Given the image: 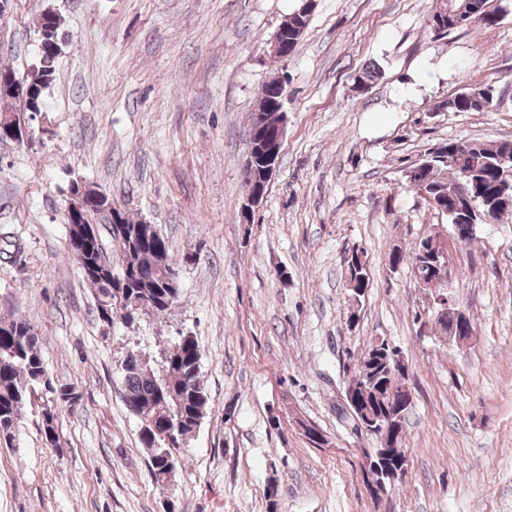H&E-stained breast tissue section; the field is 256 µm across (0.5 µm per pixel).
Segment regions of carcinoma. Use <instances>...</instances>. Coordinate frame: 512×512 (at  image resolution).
<instances>
[{"label":"carcinoma","mask_w":512,"mask_h":512,"mask_svg":"<svg viewBox=\"0 0 512 512\" xmlns=\"http://www.w3.org/2000/svg\"><path fill=\"white\" fill-rule=\"evenodd\" d=\"M467 12L446 17L444 26L435 30L439 36L446 35L475 22L492 24L496 14L488 10V0H468ZM61 18L53 14L45 22L49 41L62 43ZM58 55L38 52L34 70L23 83L30 85L32 97L17 100L9 90H0V108L14 111L19 103L25 112H33L45 99L46 90L52 84ZM261 92L266 94L269 114L281 107L282 88L275 82L265 83ZM442 107L454 112H484L489 104H480L473 97L461 93L445 102ZM512 154V140L504 139L491 144L473 140L438 144L429 149L425 158L413 164L414 171L406 181L417 191L431 195L436 204L453 214L452 224H468L474 220L479 224H490L497 219V204L502 195L512 196V184L501 178L497 167L498 157ZM119 217L125 226L126 235L115 242L110 226L114 217ZM84 223L98 226V236L90 250L75 252L67 249L68 258L79 268L100 263L106 253L115 252L118 264L110 272L99 277L86 276L85 282L93 289L94 300L113 295L126 289L138 297L144 306L156 316L165 314L177 301L179 289L169 287V281L179 277L177 260L170 253L167 238L161 233L151 240L142 241L146 228L140 220L132 219L119 208L106 207V203H95L86 212ZM391 268L407 265L415 282L421 281L439 288L433 301L448 295V278L433 271L430 252L424 250V242L415 245L413 251L404 254L393 249L388 254ZM367 252L353 251L346 262V281H357L369 285ZM129 360L122 370L123 401L129 412L135 413L140 426L153 434L148 440L139 433L144 448L152 441L159 444L158 454L148 456V471L156 483L171 480L165 460L172 448L181 443L176 427L189 423L201 424L210 409L209 397L200 376V349L196 338L185 335L171 346L161 350L158 361H150L149 368L139 366L137 352H128ZM400 351L385 339L369 346L357 360L351 375L352 382L361 387L364 406L348 405L343 418L355 422V428L377 439V447L391 448L397 457L389 460L391 466H405L407 443L405 426L392 428L388 425L371 426L368 415L385 413L403 400L402 379L395 374V361ZM44 384L51 394V406L44 413L46 441L58 444L55 431L58 415L70 411L78 403L79 395L67 383H53L49 379L40 349V337L36 330L19 318L0 317V432L13 430L23 415L25 399L29 389Z\"/></svg>","instance_id":"cac0c4a2"}]
</instances>
